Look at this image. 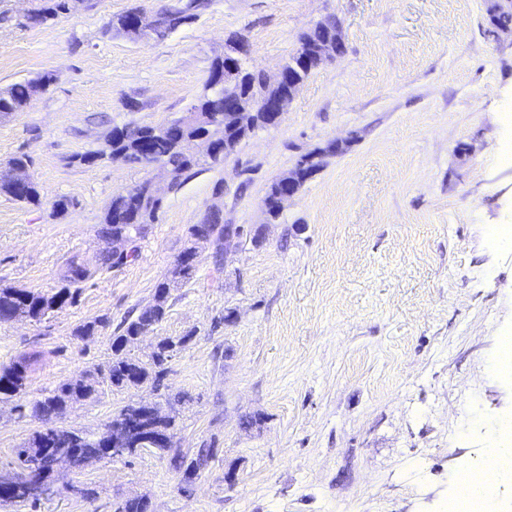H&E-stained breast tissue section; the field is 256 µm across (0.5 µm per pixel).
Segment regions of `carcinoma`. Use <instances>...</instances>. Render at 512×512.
Here are the masks:
<instances>
[{
	"label": "carcinoma",
	"instance_id": "carcinoma-1",
	"mask_svg": "<svg viewBox=\"0 0 512 512\" xmlns=\"http://www.w3.org/2000/svg\"><path fill=\"white\" fill-rule=\"evenodd\" d=\"M204 7L203 0H188L169 6L157 14L158 27L154 36L162 38L172 30L192 19L193 11ZM65 9V0H54L47 7L32 11L31 19L41 24L49 17ZM328 33L321 23L314 25L304 32L300 38L301 52L311 51ZM224 71V60L217 57L210 66L209 75L202 94L193 105V111L199 118L192 123L176 124L175 132L162 134L157 128L145 127H114L110 132L108 144L110 155H120L124 160L133 164L139 163L141 143L146 136H151L149 143L153 160L166 174L174 188L182 185L183 176L194 168L208 163L217 164L224 161V139L218 138L213 142V151L208 158L203 159L190 152L187 142L204 131L211 130V120L224 123V86L217 84L216 77ZM54 77L48 74L38 76L24 83L11 87L8 91L0 92V113L10 114L22 110L31 97L53 83ZM265 87L261 73L251 76L249 83L243 87L244 108L251 111L263 96ZM11 165L25 176V182L15 184L11 181L0 182V192L13 197L15 200L37 205L40 202L37 183L30 173L32 161L26 154L11 159ZM145 184L133 187L135 195L131 196L123 190L112 196L104 216V222L98 229V235L108 244L101 254L100 264L103 268L125 265L138 257L137 242L144 237L147 225L153 223L161 209V200L155 199L143 192ZM204 233L215 245L214 263L220 266L224 262V225L218 216L214 215L202 224L190 228V237L196 238ZM127 242L124 254H117L110 244L116 240ZM93 276L91 270L81 261L72 259L67 263L62 274V286L56 291L42 294L22 288L0 287V323H7L17 318H27L40 322L59 309L75 301L82 285ZM170 291V282L163 280L155 289L154 303L143 306L138 315L121 323L118 334L111 339V355L106 363L98 368V374L115 387L139 388L146 383L159 386L165 372L164 365L173 353L185 345L189 337H166L157 345L148 361H142L130 356L127 344L130 337L138 336L146 329L161 322L166 315L165 299ZM34 357L21 355L11 364L0 367V399L22 397L27 392L29 373ZM95 392V381L85 374L76 378L62 381L47 391L41 398L29 403L30 415L43 423L42 428L33 431L18 451V463L15 471L24 472L33 462L32 453L40 448H102L112 441L115 434V420L105 424V430L93 436L75 429L56 425L59 412L81 400L90 398ZM210 458L205 448L198 450L196 458L188 461L181 453L176 452L171 457L173 467L183 472V491L189 490V485L197 472L206 465ZM114 512H147L146 501L141 497H128L117 503Z\"/></svg>",
	"mask_w": 512,
	"mask_h": 512
}]
</instances>
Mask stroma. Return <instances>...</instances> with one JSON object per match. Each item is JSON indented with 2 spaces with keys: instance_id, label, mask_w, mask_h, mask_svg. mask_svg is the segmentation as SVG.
<instances>
[{
  "instance_id": "1",
  "label": "stroma",
  "mask_w": 512,
  "mask_h": 512,
  "mask_svg": "<svg viewBox=\"0 0 512 512\" xmlns=\"http://www.w3.org/2000/svg\"><path fill=\"white\" fill-rule=\"evenodd\" d=\"M45 2L0 0V92L54 77L0 116V175L28 154L40 194L36 206L0 194V286L53 291L74 257L94 275L42 322L0 324V365L36 358L27 400L105 364L115 325L193 246L190 226L216 213L242 235L220 268L212 244L197 246L165 319L129 345L146 361L162 338L186 337L161 389L102 380L62 421L93 433L128 404H171L181 453H211L190 491L170 453L153 449L60 465L37 503L0 512H113L130 496L148 512H443L453 474L487 454L512 414V375L488 370L512 337V241L490 234L512 225V162L501 159L512 148V33L492 32V0H206L162 39L108 23L132 9L154 18L175 0H66L24 26ZM328 17L342 27L341 57L222 163L175 190L158 169L109 157L113 127L188 112L229 41L272 77ZM336 140L343 152L267 220L269 185ZM89 150L102 159L79 162ZM145 181L162 207L137 259L100 268L107 205ZM62 198L68 210L54 213ZM103 315L109 327L76 335ZM17 405L0 401V468L40 426Z\"/></svg>"
}]
</instances>
